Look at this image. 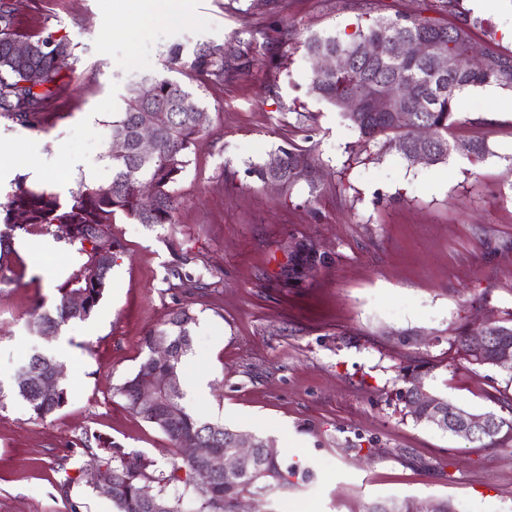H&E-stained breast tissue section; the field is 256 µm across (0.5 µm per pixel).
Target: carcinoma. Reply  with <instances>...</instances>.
<instances>
[{
  "label": "carcinoma",
  "instance_id": "obj_1",
  "mask_svg": "<svg viewBox=\"0 0 512 512\" xmlns=\"http://www.w3.org/2000/svg\"><path fill=\"white\" fill-rule=\"evenodd\" d=\"M482 20L468 12H460L456 22L448 25L418 16L371 18L358 25L353 33L311 34L303 41L309 57L315 59L328 53H340L350 58L349 69L326 73L313 71L309 93L335 107L358 131L360 147L368 152L373 148H394L406 162L417 146L415 133L419 126L432 132L433 163L448 159L452 151H463L480 162L492 154L488 140L483 137L457 139L453 130L465 119L457 112L458 95L471 87L494 84L512 90V51L488 49L481 62L475 64L467 57L472 42L471 31ZM291 30H280L277 44H272L264 32H256L248 39L234 38L220 46H202L190 59L183 57V47L173 46L170 62L188 68L203 82L227 83L247 74L262 57L274 62L273 47L288 44ZM433 39L439 50L456 58V66L446 72L435 59L399 57L396 44L400 40ZM23 39L16 33L15 10L0 6V116L15 119L22 124H35L46 105L63 84L65 75L56 57L71 54L70 42L60 38H27L31 47L25 56L14 53V44ZM377 45L378 52L368 55L365 44ZM384 92H397L404 100L389 112H378L372 102ZM357 94L365 101L360 112H347L343 99ZM157 112L167 113L166 123L157 129L154 151L149 155L137 149L141 125ZM200 106L193 94L181 84L152 78L131 89L125 112L112 122V132L125 133L126 150L108 151L112 161V181L108 184H83L65 202L44 189L16 183L8 201L0 205V280L13 272L12 241L18 234L51 235L77 247L86 257L81 266L58 288L59 298L49 309H36L34 325L44 336H52L70 321H85L97 308L108 274L124 245L112 235L113 219L122 212L139 224L148 226L175 223L177 201L174 186L187 166V151L201 131L197 115ZM318 168L313 150L292 147L282 150L279 164L273 168L265 163L256 166L251 174L262 183L273 179L283 189H291L301 180L310 181ZM152 186L151 203L143 202L140 188ZM84 297L81 307L70 304L73 294ZM195 318L190 310L181 307L172 312L165 327L154 330L143 338L147 355L135 372L120 387L130 408L153 428L162 432L175 449L183 439L196 436L212 444L222 453L236 430L217 423L204 422L191 415L181 404L180 389L160 394L153 407L145 410L138 405L139 386L148 379L171 369L178 370L181 357L190 348L191 325ZM164 338L179 350V358L170 364L153 358V344ZM512 347V317L491 323L487 337L482 340L483 365H490L499 346ZM456 354L469 364L478 365L473 352L469 328L454 336ZM62 369L60 362L43 354L34 353L16 375V390L29 405L34 418L44 420L63 409L68 403L67 388L58 383L50 393L43 390L44 381ZM433 370L431 363L419 360L400 367L399 377L404 389L399 400L407 414L419 422L431 424L425 414L426 406H413L408 400L414 381L425 379ZM258 448L251 460L237 473L226 478L219 475L206 484L194 478L197 462L182 458L167 472L155 468L154 461L139 452H125L121 446L95 432L86 431L77 438L76 445L90 455L89 467L81 477L89 479L93 469L105 468L113 480L112 502L115 512H186L185 502L198 504L196 512H235L237 503H253L254 512H274L271 499L284 494L310 476V471L297 464L286 465L273 441L257 438ZM153 488L152 499L141 494L145 484ZM365 512H455L446 501H427L415 504L408 498H385L369 502Z\"/></svg>",
  "mask_w": 512,
  "mask_h": 512
}]
</instances>
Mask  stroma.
<instances>
[{
  "instance_id": "stroma-1",
  "label": "stroma",
  "mask_w": 512,
  "mask_h": 512,
  "mask_svg": "<svg viewBox=\"0 0 512 512\" xmlns=\"http://www.w3.org/2000/svg\"><path fill=\"white\" fill-rule=\"evenodd\" d=\"M19 33L66 38L67 78L40 123L0 117L15 158L58 156L39 187L86 173L112 180V122L131 88L167 78L193 93L203 129L174 187V225L149 227L116 214L125 249L89 319L60 329L71 351L66 407L46 420L10 395L0 408V512H113L77 479L87 463L74 442L95 431L159 467L171 442L128 406L119 388L145 356L142 341L170 313L195 317L190 351L208 395L184 399L202 420L275 439L286 463L311 472L273 500L275 512H364L392 496L446 500L455 512H512V442L471 443L406 416L396 392L400 366L433 365L428 392L474 414L503 415L512 372L476 368L452 345L457 328L512 312V93L477 88L462 97L456 137H487L479 163L451 154L438 165L407 163L393 150L358 160L357 131L308 92L311 64L300 38L350 33L361 15L451 21L445 0H188L182 14L143 18L133 0H10ZM288 23L298 39L280 63L239 79L203 83L171 65L185 53ZM295 144L319 157L313 181L276 189L250 175L253 163ZM219 281L187 294L172 271ZM82 262L75 247L13 256L15 287L0 288V385L57 339L33 331L37 306L53 307Z\"/></svg>"
}]
</instances>
